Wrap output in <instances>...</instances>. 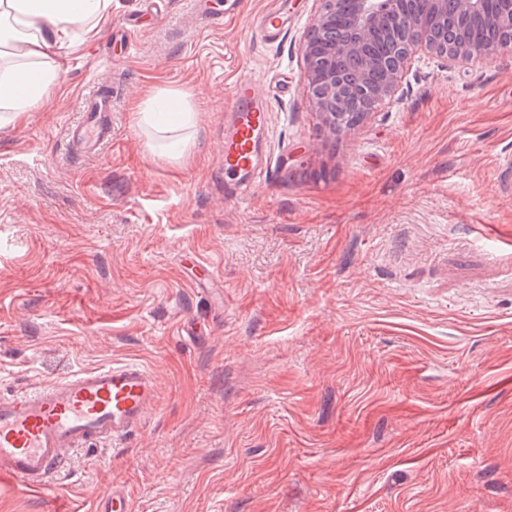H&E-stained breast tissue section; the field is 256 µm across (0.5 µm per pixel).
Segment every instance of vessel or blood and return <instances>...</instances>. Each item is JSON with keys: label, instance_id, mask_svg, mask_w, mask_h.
Masks as SVG:
<instances>
[{"label": "vessel or blood", "instance_id": "b4317fda", "mask_svg": "<svg viewBox=\"0 0 512 512\" xmlns=\"http://www.w3.org/2000/svg\"><path fill=\"white\" fill-rule=\"evenodd\" d=\"M239 0H226L223 13H213L209 0H193L197 23L222 29L235 15ZM296 0H274L257 20L262 38L271 41L296 15ZM233 107L224 136L220 165L224 175L243 186L259 183L260 145L269 127V103L256 79H239L232 88ZM112 139V96L90 92L80 121L69 132L81 152L96 150ZM159 393L153 375L136 362L81 370L34 389L0 393V482L20 481L33 492L48 489L51 476L70 465L76 450L114 445L134 435L156 407ZM93 512H133L124 486L99 498Z\"/></svg>", "mask_w": 512, "mask_h": 512}]
</instances>
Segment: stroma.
Wrapping results in <instances>:
<instances>
[{
	"mask_svg": "<svg viewBox=\"0 0 512 512\" xmlns=\"http://www.w3.org/2000/svg\"><path fill=\"white\" fill-rule=\"evenodd\" d=\"M240 0L223 30L164 0L123 54L102 31L0 129V391L134 360L160 402L121 447L79 451L54 491L0 483V512H512V53L424 58L403 101L331 133L310 104L300 0L274 42ZM271 107L269 177L224 178L231 88ZM112 86V139L67 149ZM162 90L195 117L185 158L137 114ZM222 288H193V261ZM188 318L206 332H179ZM94 512H132L131 497L123 485H113L112 490L99 498L91 509Z\"/></svg>",
	"mask_w": 512,
	"mask_h": 512,
	"instance_id": "35a3bbf8",
	"label": "stroma"
}]
</instances>
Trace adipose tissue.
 Masks as SVG:
<instances>
[{
	"label": "adipose tissue",
	"instance_id": "1",
	"mask_svg": "<svg viewBox=\"0 0 512 512\" xmlns=\"http://www.w3.org/2000/svg\"><path fill=\"white\" fill-rule=\"evenodd\" d=\"M112 13V0H0V128L37 108L62 74V52H75ZM144 123L153 124L169 155L180 158L189 141L180 134L191 121L187 96L155 94Z\"/></svg>",
	"mask_w": 512,
	"mask_h": 512
}]
</instances>
